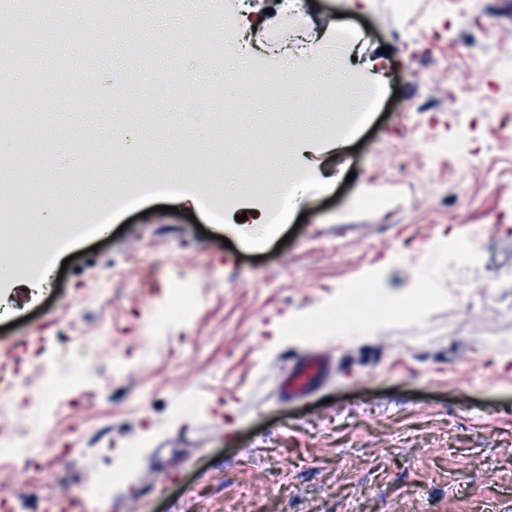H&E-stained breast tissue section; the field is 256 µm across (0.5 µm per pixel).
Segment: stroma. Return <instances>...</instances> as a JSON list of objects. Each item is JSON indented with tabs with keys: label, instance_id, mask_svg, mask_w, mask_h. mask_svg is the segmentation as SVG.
<instances>
[{
	"label": "stroma",
	"instance_id": "35a3bbf8",
	"mask_svg": "<svg viewBox=\"0 0 512 512\" xmlns=\"http://www.w3.org/2000/svg\"><path fill=\"white\" fill-rule=\"evenodd\" d=\"M306 12L355 40L358 60L386 56L363 121L331 106L342 42L296 85V58L237 51L219 0L169 16L134 0L119 19L75 0L0 8L36 32L42 76L39 96L0 100L42 128L0 136V201L34 183L73 216L57 227L67 267L49 294L30 296L33 264L0 279L20 317L0 318V365L19 373L0 395L10 512L91 494L112 471L93 499L112 512H512V0ZM248 62L261 86L242 78ZM305 134L336 143L310 169L294 150ZM122 164L127 183L148 173L177 190L114 207L104 186ZM299 174L281 223L212 222L217 204L267 209ZM90 196L112 210L107 234L78 230ZM491 215L495 233L469 248ZM421 280L422 316L296 331L351 289L402 298ZM179 283L196 311L155 324ZM313 350L331 356L329 377L278 397L280 374Z\"/></svg>",
	"mask_w": 512,
	"mask_h": 512
}]
</instances>
